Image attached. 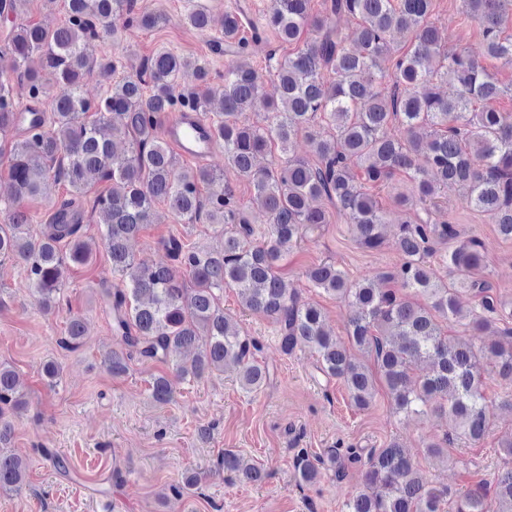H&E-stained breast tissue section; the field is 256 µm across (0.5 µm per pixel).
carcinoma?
<instances>
[{"label": "carcinoma", "instance_id": "cac0c4a2", "mask_svg": "<svg viewBox=\"0 0 512 512\" xmlns=\"http://www.w3.org/2000/svg\"><path fill=\"white\" fill-rule=\"evenodd\" d=\"M464 3L480 26L482 55L512 63V35H505L512 0ZM432 7L433 0H322L315 13L312 0H272L265 25L280 45L299 43L307 29L315 32L295 52L271 56L278 90L272 100L259 95L260 76L247 62L248 41L240 37L237 12L224 13V41L215 47L242 61L224 70L221 82L211 81L204 62L160 52L97 101L84 96L83 85L96 75L110 78L114 63L89 57L86 44L117 41L108 25L116 15L147 29L157 27L160 17L136 11V0H67L68 21L57 28L11 22L0 51L9 57V67L0 66V139H10L14 198L36 199L51 181L66 184L68 195L37 233L23 211L7 210L0 223V263L23 261L29 293L41 307H52L69 268L93 254L83 235L89 208L118 278L102 285L115 345L103 360L112 374L126 373L136 354L171 366L180 380L233 366L243 389H262L270 371L255 359L258 342L224 313V289L232 288L244 309L276 323L284 354L302 347L313 351L316 370L328 382H342L355 407L368 408L382 382L395 415L408 418L428 410L442 415L448 430L426 445L428 456L446 459L444 448L480 441L491 424L484 380L497 376L512 385V303L495 297L482 276L483 244L459 239L454 225L438 215V202L450 189L462 191L500 236L512 239V122L491 106L505 87L472 51L448 53L429 21ZM345 16L356 20L350 36L340 27ZM185 20L201 32L210 23L200 7ZM394 31L407 36L406 45H394ZM189 69L199 84L185 88L180 80ZM12 73L35 101L47 88L56 89L45 120L18 124ZM450 81L456 93L446 96L440 88ZM180 107L214 113L213 141L224 146L225 166L249 184L252 204L268 216L264 237L254 238L231 184L202 195V185L224 174L177 166L158 121ZM260 110L268 114L266 124L241 121L244 113ZM396 123L406 128V139L391 135ZM423 126L432 129L427 141L417 136ZM300 134L311 146L310 159L288 155ZM273 144L280 157L257 166L258 156ZM401 172L409 183V191L396 197L409 213L397 232L403 262L382 276L395 287L353 278L328 262L306 273L308 287L351 306L344 343L326 329L318 305L288 287L279 271L282 248L330 223L333 208L360 247L379 248L387 218L371 189L389 185ZM103 182L107 190L87 198ZM158 203L182 224L221 225L224 243L216 249L188 246L172 236L166 249L174 265L144 266L130 253L129 242L151 223ZM452 240L455 245L438 249ZM435 257L449 281L434 274ZM464 296L479 298L467 313ZM460 319L468 320L473 335L496 340L478 347L465 339L448 343L440 321ZM84 336L82 319L73 316L62 344L74 348ZM421 360L431 371L413 383L409 371ZM150 391L159 404L174 399L173 383L164 375L153 379ZM25 406L15 370L1 362V446L12 433L6 411ZM501 448L509 461L490 490L484 483L463 492L429 486L396 439L382 448H328L313 456L303 448L294 470L299 482L309 485L328 463L339 481L348 466L362 464V489L345 501V512H512V439ZM219 466L249 483L266 476L263 466L233 451L222 455ZM26 477L25 461L0 453V489L18 491Z\"/></svg>", "mask_w": 512, "mask_h": 512}]
</instances>
